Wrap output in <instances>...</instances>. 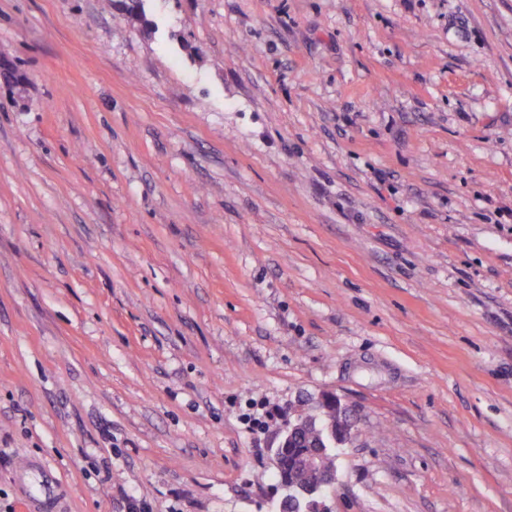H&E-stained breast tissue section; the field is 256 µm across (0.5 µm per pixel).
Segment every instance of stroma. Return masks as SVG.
<instances>
[{
    "label": "stroma",
    "instance_id": "1",
    "mask_svg": "<svg viewBox=\"0 0 512 512\" xmlns=\"http://www.w3.org/2000/svg\"><path fill=\"white\" fill-rule=\"evenodd\" d=\"M0 512H512V0H0ZM27 474H19L23 462ZM322 415V418L318 419V415H313L309 412L299 413L296 415V420L308 425L297 428L289 439L288 424L283 426L278 434L277 446L270 448L271 460L275 469L279 467L278 448H283L281 452L283 461L282 469L276 472L277 488H286V493L278 504V511L280 512H295L300 507V499L295 494L288 492L289 485H292L294 482H310L313 479H317L314 473L299 467L298 464L300 461L310 453L312 448L316 447L325 439L326 432L329 428L336 429V432H342L345 429L347 420L341 415L338 407H336V402L325 405L322 410ZM316 419H318L316 422L310 424ZM355 427V420L352 418L344 431L346 438L352 439L355 435ZM331 430L332 429H329V431ZM326 453L325 450L318 447L308 455L304 462L305 467L319 474V480L315 485L302 490L307 496H316V500L312 502V507L319 512L330 511V507L326 503L322 492L331 487L336 480L335 467L329 470L323 468Z\"/></svg>",
    "mask_w": 512,
    "mask_h": 512
}]
</instances>
